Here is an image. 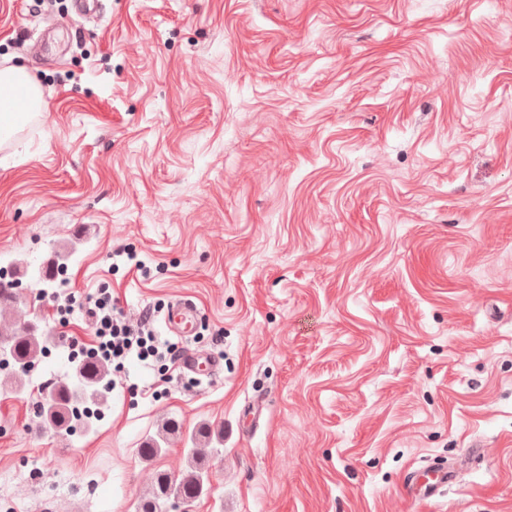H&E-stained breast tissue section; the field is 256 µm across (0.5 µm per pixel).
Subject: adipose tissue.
Segmentation results:
<instances>
[{"label":"adipose tissue","mask_w":512,"mask_h":512,"mask_svg":"<svg viewBox=\"0 0 512 512\" xmlns=\"http://www.w3.org/2000/svg\"><path fill=\"white\" fill-rule=\"evenodd\" d=\"M46 109L41 90L25 66L0 67V143L21 130L32 115Z\"/></svg>","instance_id":"adipose-tissue-1"}]
</instances>
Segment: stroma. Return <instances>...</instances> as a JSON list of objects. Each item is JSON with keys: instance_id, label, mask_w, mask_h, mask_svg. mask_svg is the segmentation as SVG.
<instances>
[{"instance_id": "35a3bbf8", "label": "stroma", "mask_w": 512, "mask_h": 512, "mask_svg": "<svg viewBox=\"0 0 512 512\" xmlns=\"http://www.w3.org/2000/svg\"><path fill=\"white\" fill-rule=\"evenodd\" d=\"M87 1L0 0L50 104L0 145V327L54 338L0 394V512H137L203 422L208 490L168 512H512V0ZM104 283L215 368L133 360L96 431L40 426ZM166 328L179 336H192L195 333L197 317L192 306L173 305L164 316ZM162 428V431L158 434V438L151 437L144 442L141 452L145 458L156 456L162 449L160 442L167 443L169 436L180 433V425L175 420H169ZM452 480V474L447 469L437 470L432 473V477L429 480L423 482H417L416 487L413 484V490L416 495L422 498L432 497L439 488Z\"/></svg>"}]
</instances>
